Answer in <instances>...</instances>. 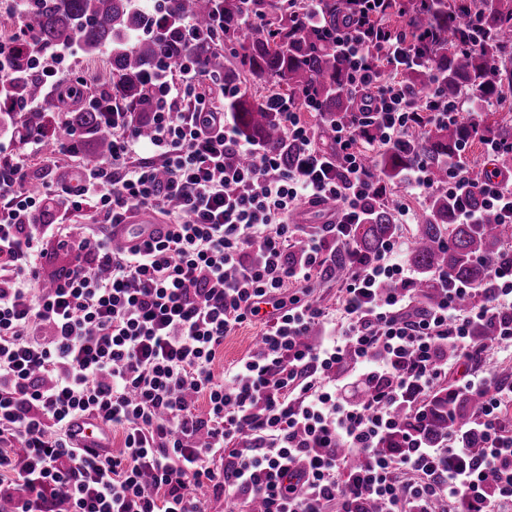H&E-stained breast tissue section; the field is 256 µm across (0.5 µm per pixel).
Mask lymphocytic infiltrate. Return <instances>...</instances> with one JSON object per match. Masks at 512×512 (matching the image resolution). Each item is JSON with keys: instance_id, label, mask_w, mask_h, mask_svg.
Listing matches in <instances>:
<instances>
[{"instance_id": "obj_1", "label": "lymphocytic infiltrate", "mask_w": 512, "mask_h": 512, "mask_svg": "<svg viewBox=\"0 0 512 512\" xmlns=\"http://www.w3.org/2000/svg\"><path fill=\"white\" fill-rule=\"evenodd\" d=\"M306 2L308 23L349 57L350 85L362 94L331 124L332 158L289 104L280 120L297 148L293 166L240 139L189 54L153 74L159 108L146 136L109 88L85 94L88 78L67 65L73 47L43 62L48 89L70 83L105 116L112 151L54 193L93 226L35 229L29 215L43 198L29 189L30 158L0 145V502L10 512H207L205 488L223 496L225 512H366L370 503L434 512L439 501L448 512L462 502L471 512H512V384L470 366L512 343L511 257L491 264L489 292L446 276L438 300L419 309L411 294L380 290L413 279L395 239L351 266L339 325L308 300L280 298L336 251L353 250V225L380 204L371 128L399 145L419 124L466 115L464 100L450 105L433 91L422 101L386 79L410 54L382 21L389 0H350L333 27L320 0ZM229 153L245 163L226 164ZM465 180L459 157L448 165V192L461 223H477L475 195L512 224V183L491 175L468 196ZM328 199L336 220L323 233L291 223L303 204ZM135 207L167 219L164 239L113 243V225ZM301 233L294 260L289 248ZM59 253L68 265L43 283L42 260ZM275 296L258 350L220 365L225 337ZM487 320L498 334L475 340ZM445 345L462 369L453 381L435 361ZM448 382L483 398L471 422L481 453L472 455L453 425L445 442L410 434L405 451L381 452L399 413L419 418L424 398ZM350 385L361 395L345 397ZM83 416L119 432L121 450L77 447L69 424Z\"/></svg>"}]
</instances>
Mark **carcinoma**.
I'll return each instance as SVG.
<instances>
[{
	"label": "carcinoma",
	"mask_w": 512,
	"mask_h": 512,
	"mask_svg": "<svg viewBox=\"0 0 512 512\" xmlns=\"http://www.w3.org/2000/svg\"><path fill=\"white\" fill-rule=\"evenodd\" d=\"M414 2L399 25L415 57V64L399 74L403 83L418 94L426 93L433 70L440 95L450 102L470 88L491 99L501 98L507 89L512 91V0ZM27 11L29 35L24 50L14 58L11 75L0 86V114L15 121V132L37 134L46 143L53 142L48 127L55 103L47 100L39 110L24 106L43 96L38 62L71 44L85 55L109 51L112 94L126 104L130 123L143 135L151 131L155 110L148 76L163 63L176 64L188 51L205 73L226 85L238 84L243 72L256 85L277 88L294 105L304 103L306 93L312 91L319 112L351 109L350 61L323 31L304 22L297 0H222L220 5L214 0H162L156 10L143 8L138 0H29ZM247 13L265 21L264 27L243 24ZM221 16L224 35L218 46L212 35ZM464 16L476 19L469 37L483 42L478 54L461 47L458 19ZM187 19L205 32L202 39H189L182 29ZM430 32L435 39L426 52L422 40ZM227 52L239 59L242 70L224 65ZM224 112L242 137L278 153L286 167L293 162L296 147L284 139L270 96L243 90L224 99ZM69 126L79 131L70 153L95 159L109 154L111 136L94 113L76 110ZM472 137L469 125L426 124L409 144L388 145L372 160L381 180L388 183L423 158L437 186L429 199L430 219L415 225L412 233L407 261L417 278L407 285L384 284L393 291L410 289L422 304L437 299L439 273L446 271L475 288H488L489 263L508 257L506 226L498 222L495 212L481 208L478 223L461 224L445 189L444 160L460 152ZM398 234L399 225L393 222L390 209L373 208L365 222L353 228L354 253L337 251L329 276L344 278L352 261L370 259ZM482 401L479 395L438 389L426 399L425 416L414 432L431 442L446 438L448 423L468 426Z\"/></svg>",
	"instance_id": "carcinoma-1"
}]
</instances>
